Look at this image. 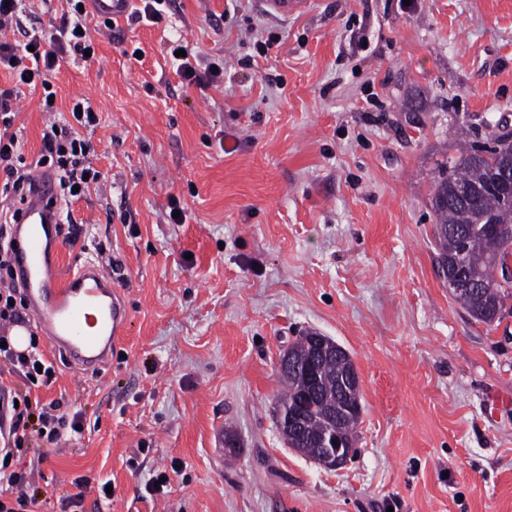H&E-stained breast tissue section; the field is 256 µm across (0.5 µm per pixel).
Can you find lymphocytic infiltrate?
Listing matches in <instances>:
<instances>
[{
    "label": "lymphocytic infiltrate",
    "instance_id": "lymphocytic-infiltrate-1",
    "mask_svg": "<svg viewBox=\"0 0 512 512\" xmlns=\"http://www.w3.org/2000/svg\"><path fill=\"white\" fill-rule=\"evenodd\" d=\"M66 2L68 10L49 42L34 41L32 50L25 51L1 37L2 32L20 26L25 0H0V66L10 68L15 80L14 87L0 88V173L5 176L0 183V201L9 205L21 197L31 177L22 150L21 130L16 125L18 112L13 107L20 87L42 89V111H55L53 75L66 56L81 58L93 47L91 35L85 30L88 14L81 7L83 0ZM68 112L72 117L70 124L47 125L38 163L54 170L60 195L65 203L71 204L89 193L101 173L89 162L91 147L79 133L80 128L96 123V113L83 97L73 98ZM16 294L13 288L0 290V355L9 361L11 373L35 377L37 384L43 385L52 380L55 370L39 348L38 335H31L21 352L9 343L8 328L19 320L14 304ZM60 408V401L54 400L36 411L29 397L9 400L0 389V487L11 494L9 500H0V512H34L37 507L36 497L24 490V477L13 469L10 460L32 441L55 445L68 433L76 432L83 423L81 415L66 416Z\"/></svg>",
    "mask_w": 512,
    "mask_h": 512
}]
</instances>
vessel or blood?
<instances>
[{"label":"vessel or blood","mask_w":512,"mask_h":512,"mask_svg":"<svg viewBox=\"0 0 512 512\" xmlns=\"http://www.w3.org/2000/svg\"><path fill=\"white\" fill-rule=\"evenodd\" d=\"M315 0H261L280 18L308 13ZM134 0H87L104 20L120 21ZM60 200L53 170L35 171L14 219V282L21 288L31 318L13 324V336L41 332L72 367L97 372L107 366L126 332L128 309L109 270L88 261L64 271L60 261Z\"/></svg>","instance_id":"1"}]
</instances>
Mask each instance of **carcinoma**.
Instances as JSON below:
<instances>
[{
  "label": "carcinoma",
  "instance_id": "1",
  "mask_svg": "<svg viewBox=\"0 0 512 512\" xmlns=\"http://www.w3.org/2000/svg\"><path fill=\"white\" fill-rule=\"evenodd\" d=\"M459 155L444 161L434 180L431 207L436 216L434 236L439 246L438 265L448 279V288L475 320L492 325L501 322L509 289L486 288L496 283L497 274L512 259V207L501 199L497 178L512 159V133L493 135L490 142L470 137V129L459 126ZM290 352L300 367L282 375L286 390L276 401L275 413H288L309 390L305 364L313 358L307 337L297 338ZM346 366L343 359L319 363V393L306 407L299 430L282 432L298 448L314 447V438L350 422L348 412L361 403L358 390L346 393L336 387Z\"/></svg>",
  "mask_w": 512,
  "mask_h": 512
}]
</instances>
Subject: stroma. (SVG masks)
<instances>
[{
  "label": "stroma",
  "instance_id": "35a3bbf8",
  "mask_svg": "<svg viewBox=\"0 0 512 512\" xmlns=\"http://www.w3.org/2000/svg\"><path fill=\"white\" fill-rule=\"evenodd\" d=\"M28 2L15 40H48L65 0ZM89 26L95 57L63 63L56 104L97 112L104 178L71 211L120 263L129 317L100 372L44 340L52 383L0 379L83 417L14 462L38 512H512V405L485 412L512 398V315L455 300L429 202L453 125L512 129V0H317L288 20L175 0L155 25ZM177 37L223 77L183 83ZM17 107L31 161L48 117L34 94ZM306 330L361 380L359 451L335 471L274 418L279 354ZM308 334V340L318 355L325 356L326 354L333 353L336 354V357H345L348 361L351 360V355L348 350L332 338L324 336L322 333L317 331H310Z\"/></svg>",
  "mask_w": 512,
  "mask_h": 512
}]
</instances>
